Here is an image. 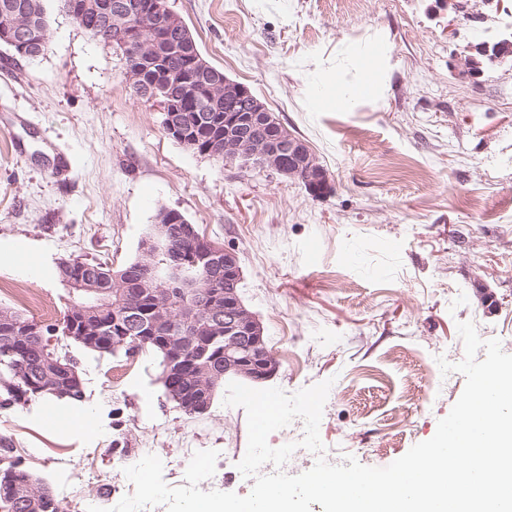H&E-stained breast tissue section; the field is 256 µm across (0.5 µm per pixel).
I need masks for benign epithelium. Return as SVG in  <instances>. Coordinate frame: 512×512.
<instances>
[{
  "label": "benign epithelium",
  "mask_w": 512,
  "mask_h": 512,
  "mask_svg": "<svg viewBox=\"0 0 512 512\" xmlns=\"http://www.w3.org/2000/svg\"><path fill=\"white\" fill-rule=\"evenodd\" d=\"M101 13L100 35L111 38L112 44L125 53L127 75L138 81L140 94L158 101L167 135L191 148L199 144V137L186 122L183 100L168 95L159 77L151 83L143 81L146 60L184 47L181 33L186 26L170 9L168 0L109 2L101 6ZM147 29L154 34L150 41L144 38ZM0 38L13 45H26L32 38V29L16 19L0 29ZM511 57V40L485 41L471 47L468 55H456L453 68L461 76L474 78L482 60L504 62ZM209 72L210 66L201 56L186 57L181 81L190 91L186 101L196 112L206 110L217 93L216 87L206 81ZM223 88L224 125L232 132L211 139L204 153L252 162L287 179L301 181L316 194L323 190L327 173L309 146L272 121L266 106L249 87L226 78ZM178 232L180 238L198 245L192 258L174 250L170 225L152 224L140 243L142 277L114 285L121 310L112 316V346L158 350L165 376L176 380L182 390L177 397L181 408L193 415L206 408L212 386L222 376L234 373L263 382L273 375L276 366L270 362L262 324L239 296L242 275L237 255L224 251V288H204L200 286V276L208 275L216 262L215 250L189 223ZM161 254L166 257L162 266L156 264ZM68 287L81 294L75 311L82 324L68 326L66 335L92 349L104 346L103 338L91 335V322L105 306L107 292L76 274ZM130 336L133 342L127 345L125 341ZM221 337L224 347L219 349L215 341ZM55 373L60 388L82 389L76 364H58Z\"/></svg>",
  "instance_id": "obj_1"
}]
</instances>
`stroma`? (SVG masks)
<instances>
[{
    "label": "stroma",
    "mask_w": 512,
    "mask_h": 512,
    "mask_svg": "<svg viewBox=\"0 0 512 512\" xmlns=\"http://www.w3.org/2000/svg\"><path fill=\"white\" fill-rule=\"evenodd\" d=\"M169 0L211 65L247 85L303 139L328 176L316 195L274 171L185 149L158 103L138 96L121 52L44 0L46 51L0 45V281L35 288L59 324L69 302L60 260L124 266L160 208L237 253L241 297L277 362L268 385L292 394L331 381L319 425L324 459L384 467L432 438L465 377L461 322L512 354V63L461 78L464 47L512 24L497 0ZM370 84L355 102L313 94ZM70 159L66 179L54 178ZM48 269L40 277L23 258ZM84 400L0 407V439L43 477L63 512L72 496L116 505L120 459L183 449L218 454L202 490L248 495L237 468L247 416L217 394L186 416L167 398L161 358L98 354L67 342ZM71 458L100 474L55 467Z\"/></svg>",
    "instance_id": "obj_1"
}]
</instances>
